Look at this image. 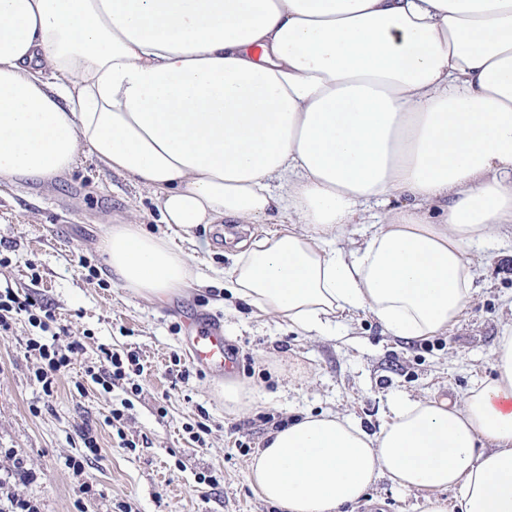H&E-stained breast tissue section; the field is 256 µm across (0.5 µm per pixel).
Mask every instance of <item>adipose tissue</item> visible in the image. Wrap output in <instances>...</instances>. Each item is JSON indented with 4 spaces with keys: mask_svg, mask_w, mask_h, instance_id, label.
<instances>
[{
    "mask_svg": "<svg viewBox=\"0 0 512 512\" xmlns=\"http://www.w3.org/2000/svg\"><path fill=\"white\" fill-rule=\"evenodd\" d=\"M150 190L165 224H266L224 286L315 336L363 311L393 336L454 326L474 252L512 229V0H0V184L81 154ZM378 227L346 240L369 204ZM121 287L163 301L194 258L133 218L101 240ZM495 379L396 398L379 432L305 415L249 464L265 502L337 512L380 478L426 512H512V327Z\"/></svg>",
    "mask_w": 512,
    "mask_h": 512,
    "instance_id": "obj_1",
    "label": "adipose tissue"
}]
</instances>
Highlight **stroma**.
<instances>
[{"label": "stroma", "instance_id": "35a3bbf8", "mask_svg": "<svg viewBox=\"0 0 512 512\" xmlns=\"http://www.w3.org/2000/svg\"><path fill=\"white\" fill-rule=\"evenodd\" d=\"M149 197L87 154L53 183L0 184V289L54 311L57 347L82 344L47 397L34 381L40 358L27 348L37 334L27 315H17L10 333L0 335V468H11L16 452L33 475L1 484L0 504L15 497L36 503L40 512H282L263 501L248 478L251 458L277 421L336 411L375 431L396 396L454 398L494 377L493 350L512 325L511 234L480 250L475 297L447 332L407 341L360 311L347 319L346 335L323 338L252 316L225 294L223 271L234 245L256 225L201 224L191 234H175L159 223ZM134 213L146 231L172 235L195 257L205 285L157 302L113 280L100 250L107 230L101 217ZM215 320L238 362L234 380L253 391L252 404L240 413L224 406L223 375H193L183 341L187 323ZM105 348L138 350L143 374L108 389L94 383L86 371L99 367ZM176 363L190 370L188 380L172 373ZM126 400L133 404L124 428L137 443L133 450L120 447L105 422ZM201 421L208 432L199 442L191 429ZM86 431L100 452L79 476L69 460L84 455ZM83 480L91 490L80 496ZM425 507L424 492L382 478L340 512Z\"/></svg>", "mask_w": 512, "mask_h": 512}]
</instances>
